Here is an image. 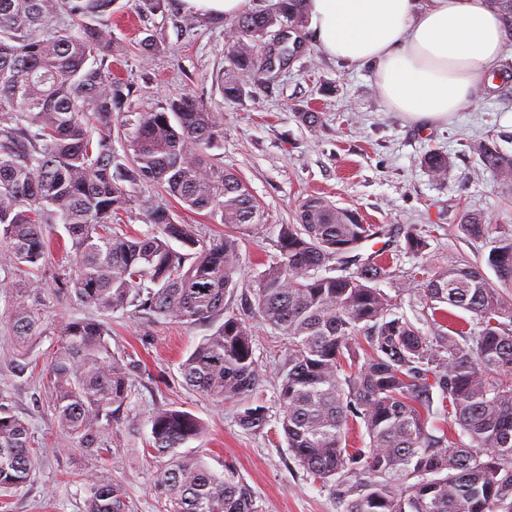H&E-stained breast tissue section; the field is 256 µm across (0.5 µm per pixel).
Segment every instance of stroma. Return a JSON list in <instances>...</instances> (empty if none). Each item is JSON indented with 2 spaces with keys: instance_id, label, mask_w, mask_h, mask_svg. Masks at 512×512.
Wrapping results in <instances>:
<instances>
[{
  "instance_id": "stroma-1",
  "label": "stroma",
  "mask_w": 512,
  "mask_h": 512,
  "mask_svg": "<svg viewBox=\"0 0 512 512\" xmlns=\"http://www.w3.org/2000/svg\"><path fill=\"white\" fill-rule=\"evenodd\" d=\"M98 26L112 35L113 74L133 88L130 111L146 112L191 93L223 117L224 139L212 150L214 161L237 173L264 212L263 224L234 232L239 286L226 295L225 313L247 314L250 290L277 253L280 226L295 223L301 201L310 195L357 210L383 227L384 236L366 242L362 252L385 249L390 276L379 287L396 296L398 314L428 335L434 326L417 280L456 257L487 259L481 244L458 231L461 212L512 226V191L483 170L472 149L476 141L490 139L512 156V49L503 53L497 79L478 88L473 106L448 122L426 125L387 106L372 68L358 70L326 56L310 27L306 53L288 70L255 86L244 100L229 102L219 82L231 39L227 18L183 10L181 0H162L152 12L138 11L134 0H116ZM147 37L161 44L160 52L143 53L140 43ZM303 111L319 113L320 123H302ZM432 151L451 157L448 178L433 179L422 166ZM413 227L429 236L430 247L419 258L404 250V235ZM73 273L72 250L56 247L36 275L40 289H22L25 274L0 243V394L43 450L30 481L8 496V512H84L83 480L102 466L123 486L127 512H161L154 482L164 460L146 450L149 417L160 405L190 412L204 424L203 437L183 446L182 454L243 485L260 512H342L341 487L306 473L281 430L278 372L288 348L282 331L251 322L269 422L262 432L247 431L238 423L235 403L191 390L181 375L183 360L213 332V324L144 319L130 307L102 311L58 289V279ZM21 305L37 308L42 328L23 359L10 338V315ZM84 317L106 321L113 351L141 362L129 416L113 420L114 453L104 461L84 448H60L63 432L51 409V355L63 325Z\"/></svg>"
}]
</instances>
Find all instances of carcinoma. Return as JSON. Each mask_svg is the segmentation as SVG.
Listing matches in <instances>:
<instances>
[{
    "label": "carcinoma",
    "instance_id": "obj_1",
    "mask_svg": "<svg viewBox=\"0 0 512 512\" xmlns=\"http://www.w3.org/2000/svg\"><path fill=\"white\" fill-rule=\"evenodd\" d=\"M114 0H0V240L33 272L50 244L42 225H63L74 251V275L61 287L103 311L129 306L146 318L186 324L223 322L181 364L190 387L239 405L250 431L268 423L259 401L263 380L251 324L224 314L237 288L239 242H205L173 210L142 203L149 235L119 234L112 224L136 204L127 186L161 188L184 210L230 227L263 223V210L240 178L209 150L224 138L223 119L193 95L140 112L128 134L129 161L114 148L115 118L132 92L112 78L110 42L94 25ZM512 41V0H492ZM57 15L77 28L33 35ZM306 0H270L230 22L220 78L224 98L239 101L267 77L271 61L288 66L294 42H271L276 30L304 32ZM484 169L512 184V157L487 141L473 145ZM422 165L445 179L451 161L433 152ZM459 230L489 248L490 280L466 258L419 281L432 313L446 304L471 315L473 327L424 334L393 311L377 283L388 275L379 254L362 259L379 234L357 212L311 195L296 223L280 226L279 258L252 287V308L288 336L278 388L281 420L295 460L317 479L348 488L343 512H512V228L465 211ZM430 244L418 232L406 252ZM336 263L340 274L319 270ZM41 335L38 313L13 312L11 338L20 354ZM110 330L90 319L65 323L50 360L51 403L67 437L99 453L111 449L105 424L131 397L136 360L112 351ZM366 348L365 358L359 349ZM440 401L442 408L434 407ZM149 450L170 456L156 475L164 512H258L238 484L212 474L175 449L204 433L186 411L159 407L150 417ZM368 443L348 448L350 425ZM469 442H464V439ZM27 425L0 402V494L25 485L37 459ZM86 512H126L122 488L101 469L84 482Z\"/></svg>",
    "mask_w": 512,
    "mask_h": 512
}]
</instances>
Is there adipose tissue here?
I'll list each match as a JSON object with an SVG mask.
<instances>
[{
	"label": "adipose tissue",
	"instance_id": "obj_1",
	"mask_svg": "<svg viewBox=\"0 0 512 512\" xmlns=\"http://www.w3.org/2000/svg\"><path fill=\"white\" fill-rule=\"evenodd\" d=\"M306 12L323 53L372 67L384 101L419 124L469 107L501 59L488 0H306Z\"/></svg>",
	"mask_w": 512,
	"mask_h": 512
}]
</instances>
